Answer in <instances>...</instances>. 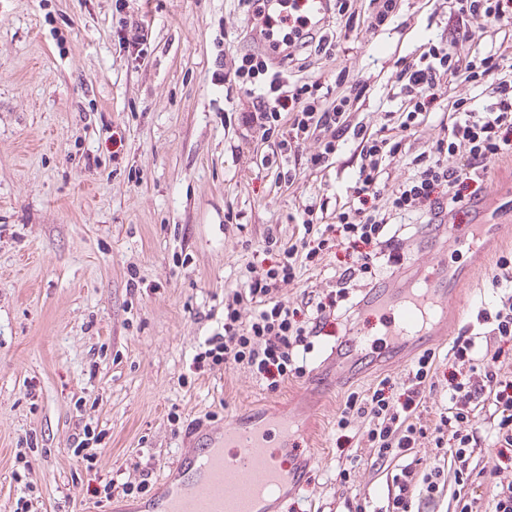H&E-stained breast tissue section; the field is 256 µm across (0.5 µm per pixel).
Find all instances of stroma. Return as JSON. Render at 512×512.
Segmentation results:
<instances>
[{"label":"stroma","mask_w":512,"mask_h":512,"mask_svg":"<svg viewBox=\"0 0 512 512\" xmlns=\"http://www.w3.org/2000/svg\"><path fill=\"white\" fill-rule=\"evenodd\" d=\"M433 9L430 0H403L406 28L349 37L335 54L310 51L295 80L330 83L342 69L368 80L357 118L379 128L397 104L396 61L444 29ZM122 17L149 24L142 59L115 35ZM248 25L239 0H125L121 10L116 0H0V512H14L24 490L12 477L24 438L37 449L36 512H112L125 500L123 483L143 480L157 491L195 430L235 413L303 422L281 512H348L352 504L379 512L388 475L408 465L418 477L429 464V438L384 471L367 419L336 426L350 393L368 396L385 378L401 387L410 363L374 366L331 395L298 378L272 392L243 368L192 369L224 321L225 289L263 260L267 233L290 238L293 215L313 201L332 223L357 164L344 145L333 167L301 171L286 189L270 146L239 149V93L214 80V60H238ZM511 179L508 157L482 185L484 221L499 239L463 289L472 314L495 304V262L512 251V198L500 191ZM355 256L352 248L326 255L281 296L328 293ZM362 292L353 286L336 320L313 337L308 368L325 364L356 329L382 340L379 318L355 314ZM430 350L438 385L415 412L425 426L448 407L445 386L456 372L450 343ZM173 411L180 423H171ZM86 426L102 436L91 470L71 451ZM469 470L468 486L449 482L446 496L421 501L419 512H455L462 493L484 512L489 483L512 484V459L493 448L477 449ZM106 481L114 496L100 504L91 491Z\"/></svg>","instance_id":"obj_1"}]
</instances>
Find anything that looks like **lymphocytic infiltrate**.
I'll use <instances>...</instances> for the list:
<instances>
[{
    "label": "lymphocytic infiltrate",
    "mask_w": 512,
    "mask_h": 512,
    "mask_svg": "<svg viewBox=\"0 0 512 512\" xmlns=\"http://www.w3.org/2000/svg\"><path fill=\"white\" fill-rule=\"evenodd\" d=\"M367 15L355 14L350 0H333V9L345 19V33L379 36L398 18L400 0H373ZM448 16L446 37L422 44L418 57L400 60L399 100L386 111L377 130L356 122L355 115L366 99V81L350 78L347 70L336 74L344 91L335 99L321 95L320 82H290L287 72L271 70L264 56L245 52L223 79L237 83L248 103L239 112L247 134L273 141L288 167L289 180L301 168L325 171L336 163L342 146L354 141L359 162L355 182L345 202L337 204L335 221L318 224L316 203L304 206L297 220V237L281 239L267 235L269 265H250L240 287L224 292V323L207 338L193 358L196 370L213 372L242 365L265 380L270 391L305 374L310 337L319 335L323 324L334 318L339 302L348 298L352 281L366 277L376 261L398 258L402 227L399 215L416 214L421 223L444 224L462 201L478 197L477 188L493 162L512 154V44L492 43L476 52L468 45L477 29L512 24V0H441ZM459 79L478 87L477 95L450 101V119L442 123V137L422 151H410L406 137L415 133L425 118L436 112L448 83ZM319 141L316 153L304 154L307 140ZM459 157L448 165L447 157ZM401 162L408 177L388 189V167ZM360 247L355 264L342 269L335 291L315 298L304 294L288 302L279 295L281 284L295 280L302 264H314L342 245ZM491 285L500 289L496 304L478 311L484 328V348L474 339L457 337L451 348L454 365L468 368L466 381L449 380V406L431 428L411 419V407L423 388L432 384L436 364L432 353L422 354L407 377L406 400L398 404L376 389L371 397L350 395L341 411L338 428H347L353 417L369 420L367 440L377 450V462L403 457L418 438L430 436L436 453L434 463L421 480H414L410 467H403L387 487V512H414L417 501L440 499L445 491L443 463L458 462L456 482L470 478L467 462L483 445L512 451V382L498 380L483 363V349L501 348L512 342V256H500ZM252 305L250 320L241 309ZM488 411L490 429L479 436L470 425L475 410Z\"/></svg>",
    "instance_id": "1"
}]
</instances>
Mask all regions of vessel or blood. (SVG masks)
Wrapping results in <instances>:
<instances>
[{"instance_id":"vessel-or-blood-1","label":"vessel or blood","mask_w":512,"mask_h":512,"mask_svg":"<svg viewBox=\"0 0 512 512\" xmlns=\"http://www.w3.org/2000/svg\"><path fill=\"white\" fill-rule=\"evenodd\" d=\"M296 10L305 22L320 24L328 0H296ZM489 231V225H472L460 247L481 255ZM429 250L432 261L415 267L405 287H394L387 277L366 295L362 306L369 315L386 318V340L378 345L361 332L336 345L331 357L346 374L360 375L369 364L402 363L427 341L449 337L448 312L475 268L454 271L440 236H431ZM293 426L279 416L256 426L232 416L223 427L197 435L174 463L173 485L147 501L148 512H278L290 484L283 458Z\"/></svg>"}]
</instances>
